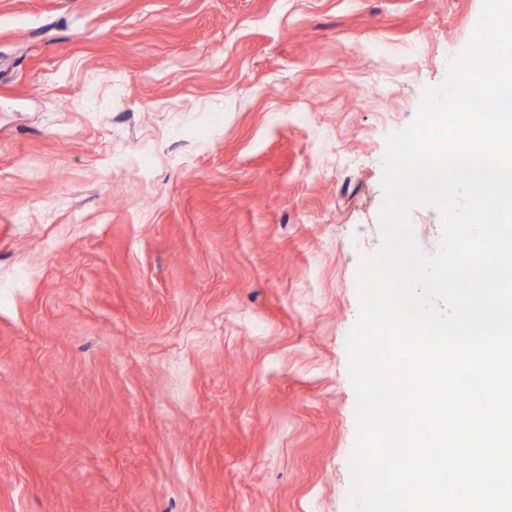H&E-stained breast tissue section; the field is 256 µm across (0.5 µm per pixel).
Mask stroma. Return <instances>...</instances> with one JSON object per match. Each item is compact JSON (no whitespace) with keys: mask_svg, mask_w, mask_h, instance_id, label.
Masks as SVG:
<instances>
[{"mask_svg":"<svg viewBox=\"0 0 512 512\" xmlns=\"http://www.w3.org/2000/svg\"><path fill=\"white\" fill-rule=\"evenodd\" d=\"M481 8L0 0V512H347L385 138Z\"/></svg>","mask_w":512,"mask_h":512,"instance_id":"stroma-1","label":"stroma"}]
</instances>
